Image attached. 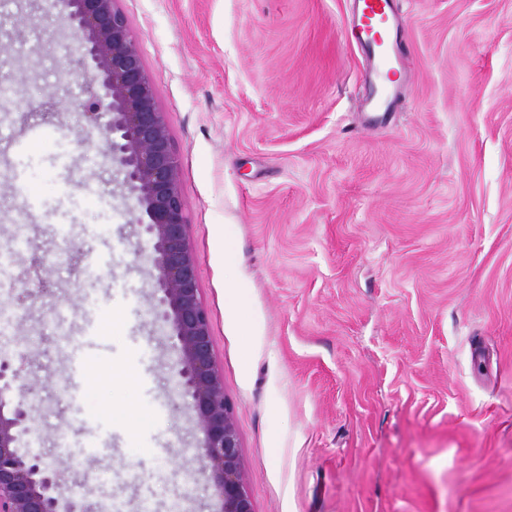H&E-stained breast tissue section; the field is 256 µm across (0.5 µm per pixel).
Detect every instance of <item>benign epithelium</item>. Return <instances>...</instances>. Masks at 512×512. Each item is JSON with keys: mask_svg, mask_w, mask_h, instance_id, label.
I'll list each match as a JSON object with an SVG mask.
<instances>
[{"mask_svg": "<svg viewBox=\"0 0 512 512\" xmlns=\"http://www.w3.org/2000/svg\"><path fill=\"white\" fill-rule=\"evenodd\" d=\"M121 0H64L58 12L79 52L68 80L97 85L92 106L67 108L94 122L110 165L124 174L149 244L155 320L171 329L179 353L177 395L193 412L202 449L200 474L210 484L218 512H255L240 461L241 442L210 347L209 319L198 298L179 163L141 63ZM17 373L0 361V512H104L87 502L84 484L64 486L55 465L21 452V438L36 425L34 402L15 394Z\"/></svg>", "mask_w": 512, "mask_h": 512, "instance_id": "7a95c632", "label": "benign epithelium"}]
</instances>
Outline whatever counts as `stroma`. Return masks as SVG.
Wrapping results in <instances>:
<instances>
[{"instance_id": "obj_1", "label": "stroma", "mask_w": 512, "mask_h": 512, "mask_svg": "<svg viewBox=\"0 0 512 512\" xmlns=\"http://www.w3.org/2000/svg\"><path fill=\"white\" fill-rule=\"evenodd\" d=\"M390 3L408 66L370 113L353 0L121 2L255 512H512V0ZM50 7L0 0V360L38 419L20 446L121 512H215L123 176L84 118L27 105L88 96ZM91 298L111 324L89 347Z\"/></svg>"}]
</instances>
